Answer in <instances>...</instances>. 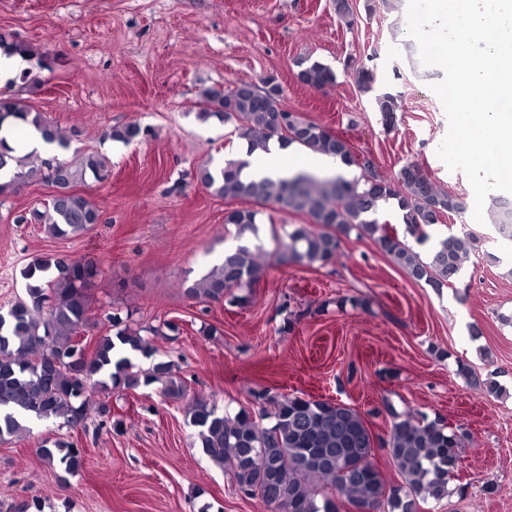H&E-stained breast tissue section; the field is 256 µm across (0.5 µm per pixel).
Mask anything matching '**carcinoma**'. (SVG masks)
<instances>
[{"mask_svg":"<svg viewBox=\"0 0 512 512\" xmlns=\"http://www.w3.org/2000/svg\"><path fill=\"white\" fill-rule=\"evenodd\" d=\"M0 50L34 60L49 71L57 61L9 33L0 32ZM299 78L316 88L336 83L334 71L319 62L301 70ZM376 103L386 123L393 124L396 99L384 95ZM193 107L204 121L215 117L232 123L249 156L268 152L275 141L296 144L336 158L348 168L356 166L361 174L353 179L298 174L273 180L250 176L245 172L248 163L242 160L228 159L218 169L201 165L197 178L215 196L248 206L225 212L224 224L234 227L236 245L224 250L221 262L186 289L191 299L222 302L233 290L250 288L260 280L259 215L270 205L309 220L293 225L277 241L296 263L329 264L339 252L340 235L355 231L372 238L413 280L438 289L456 282L476 239L466 231L430 238L426 229L439 223L438 215L451 217L463 207L417 164L403 166L393 180L381 177L370 161L358 159L346 138L288 111L280 90L246 82L213 87L202 92ZM2 112L10 116L6 128L32 126L46 142L63 151L69 148L58 126L32 110L24 98L1 93ZM142 134L141 126L133 123L111 128L108 137L129 144ZM4 169L13 177L0 182V197L33 177L48 184L62 179L67 191L51 196L39 215L50 235L79 236L100 222L98 206L73 187L88 178L97 182L108 178L101 155L88 153L75 161L19 156L1 136L0 171ZM390 201L401 212V234L380 222L382 208ZM429 240L427 253L420 254L416 246ZM102 274L97 260L37 257L23 272L26 295L0 309V442L26 436L35 419L61 420L73 430L86 428L95 389L110 393L154 386L168 399L187 400L185 414L197 428L205 455L227 472L243 494L261 499L277 512H340L345 502L360 512H422L428 500L450 495L449 482L459 469L466 434L442 419L401 414L384 400L389 430L387 438L379 436L375 442L388 449L402 479V484L389 486L374 462L375 442L366 414L349 404L257 391L252 393L254 402L273 405L274 422L265 426L245 408L233 415L221 414L205 396L187 397V383L172 373L168 362L134 370L128 354L149 359L157 349L141 335L143 328L131 326L117 313L107 316L109 328L94 343H80L78 336L90 320V290ZM37 453L71 476L85 462V449L75 440L47 437L38 443ZM5 512H43V508L33 497L8 505Z\"/></svg>","mask_w":512,"mask_h":512,"instance_id":"1","label":"carcinoma"}]
</instances>
